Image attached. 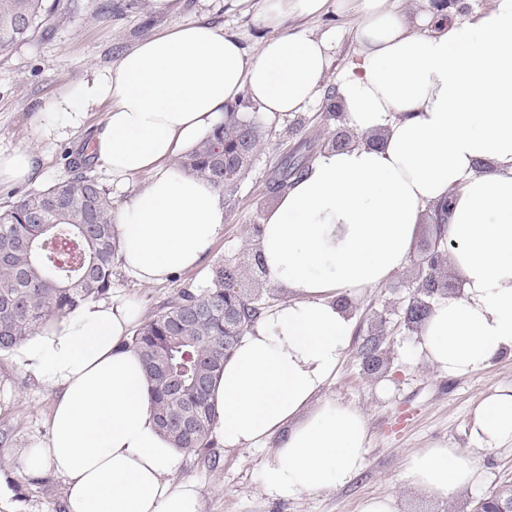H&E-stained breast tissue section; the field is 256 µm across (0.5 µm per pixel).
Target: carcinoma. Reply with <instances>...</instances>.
Segmentation results:
<instances>
[{
    "label": "carcinoma",
    "mask_w": 512,
    "mask_h": 512,
    "mask_svg": "<svg viewBox=\"0 0 512 512\" xmlns=\"http://www.w3.org/2000/svg\"><path fill=\"white\" fill-rule=\"evenodd\" d=\"M53 13L47 0H0V52L38 32L49 34ZM261 138L257 121L230 109L176 163L222 194L236 186L244 170L239 165L224 176V154H234L243 144L255 150ZM93 160L87 155L70 161L68 177L17 195L0 208V352L28 339L48 319L112 288L114 205L90 174ZM302 172L299 165L284 166L275 183L285 188ZM239 276L234 266L217 267L210 287L180 292L130 337L143 362L157 424L184 452L213 445L211 385L233 351L224 348V309L234 312L240 337L262 313L254 299L235 290Z\"/></svg>",
    "instance_id": "cac0c4a2"
}]
</instances>
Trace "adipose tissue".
<instances>
[{"mask_svg":"<svg viewBox=\"0 0 512 512\" xmlns=\"http://www.w3.org/2000/svg\"><path fill=\"white\" fill-rule=\"evenodd\" d=\"M401 0H264L258 56L202 20L153 36L104 72L52 98L33 121L66 139L105 108L97 161L123 178L149 170L113 212L123 270L145 285L201 266L224 233V201L181 171L191 150L248 97L272 116L311 107L328 71L327 36L286 21L329 12L357 18L359 54L336 93L360 142L324 150L264 217L255 252L289 299L241 337L214 388L213 434L225 449L271 445L260 484L281 500L340 488L367 464V417L327 396L350 344V299L402 270L418 226L450 201L449 261L461 283L438 297L411 357L467 376L512 359V0L463 25L432 30L433 12ZM381 133L373 147L365 138ZM139 311L128 299L88 301L41 326L13 362L56 391L45 441L24 472L67 477V512H200L181 462L151 411L142 360L127 341ZM471 450L437 443L405 461V485L447 502L478 478L476 452L512 444V389L471 411Z\"/></svg>","mask_w":512,"mask_h":512,"instance_id":"1","label":"adipose tissue"}]
</instances>
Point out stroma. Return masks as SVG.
I'll return each mask as SVG.
<instances>
[{"label":"stroma","mask_w":512,"mask_h":512,"mask_svg":"<svg viewBox=\"0 0 512 512\" xmlns=\"http://www.w3.org/2000/svg\"><path fill=\"white\" fill-rule=\"evenodd\" d=\"M101 0H57L61 21L49 37L34 36L0 54V149L25 148L37 157L33 177L24 183L0 184V203L12 193L48 185L69 174L68 163L85 143L92 141L104 119V110L88 113L84 124L69 138L38 140L32 131L34 118L59 92L73 89L105 71L141 41L189 21L205 20L236 35L250 55H257L265 37L254 17L263 0H175L173 8L158 13L152 8H132L103 14ZM288 29L317 35L332 33L334 51L324 78L334 87L355 58L354 15L327 14L292 18ZM329 98L306 111L271 119L261 118L248 99L238 109L258 117L263 139L248 170L236 187L224 193V235L218 239L202 266L176 275L167 283L144 286L126 275L121 266L112 270L111 296L134 301L142 317H149L161 304L180 291L193 292L211 284L212 271L232 265L243 275L236 290L256 299L265 308L287 301L285 289L271 285L254 263L255 228L278 198L272 180L283 164L310 166L319 153L330 148L340 124L329 119ZM438 236L432 221L420 226L411 260L375 288L354 301L355 329L350 347L340 364L328 396L362 408L368 420L371 442L365 469L351 482L319 496L274 500L259 484V472L268 448L227 450L213 444L203 454L186 453L172 473L174 483L194 484L201 512H359L369 496L392 495L401 512H448L447 507L407 488L401 472L405 459L436 442L465 448L469 445L470 409L497 388L512 387V359H505L480 372L449 378L429 365L408 361L413 338L400 320L425 273L426 248ZM386 317L387 345L391 364L379 378L362 370L363 346L371 325ZM9 391V402L0 401V486L7 489L18 512H66L65 476L46 471V483L27 477L22 450L44 440L55 392L35 381L11 359L0 354V392ZM477 482L456 497L458 512H469L474 501L512 484V446L478 454Z\"/></svg>","instance_id":"obj_1"}]
</instances>
